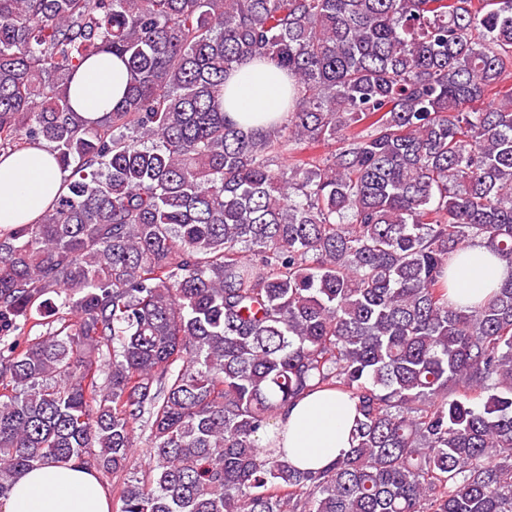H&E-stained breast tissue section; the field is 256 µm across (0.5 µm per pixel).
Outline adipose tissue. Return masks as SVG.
Returning <instances> with one entry per match:
<instances>
[{
    "instance_id": "ef3b65f1",
    "label": "adipose tissue",
    "mask_w": 512,
    "mask_h": 512,
    "mask_svg": "<svg viewBox=\"0 0 512 512\" xmlns=\"http://www.w3.org/2000/svg\"><path fill=\"white\" fill-rule=\"evenodd\" d=\"M127 84L123 60L100 54L82 64L70 95L80 115L96 120L123 98ZM290 96L284 70L267 60L254 61L228 75L224 110L238 124L263 126L286 118ZM62 190L63 174L48 148L1 154L0 227L38 222ZM504 274L489 248L469 246L460 257L449 299L456 305L481 301ZM357 416L356 400L317 390L288 405L260 433L258 445L297 468L321 470L349 451ZM0 512H112V501L93 470L73 462L51 463L18 474L8 498L0 500Z\"/></svg>"
}]
</instances>
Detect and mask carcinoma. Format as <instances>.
<instances>
[{
    "label": "carcinoma",
    "mask_w": 512,
    "mask_h": 512,
    "mask_svg": "<svg viewBox=\"0 0 512 512\" xmlns=\"http://www.w3.org/2000/svg\"><path fill=\"white\" fill-rule=\"evenodd\" d=\"M101 53L129 83L88 121ZM265 59L260 131L224 78ZM511 71L512 0H0V151L66 173L0 227V498L77 460L115 512H512V89L476 106ZM475 243L507 274L458 308ZM319 388L361 418L313 472L257 434ZM128 81L127 68L118 56L100 54L87 59L70 90L75 110L84 118L99 119L123 98ZM290 96L284 70L267 60L249 62L227 76L224 112L240 125L267 127L269 120L286 118Z\"/></svg>",
    "instance_id": "obj_1"
}]
</instances>
